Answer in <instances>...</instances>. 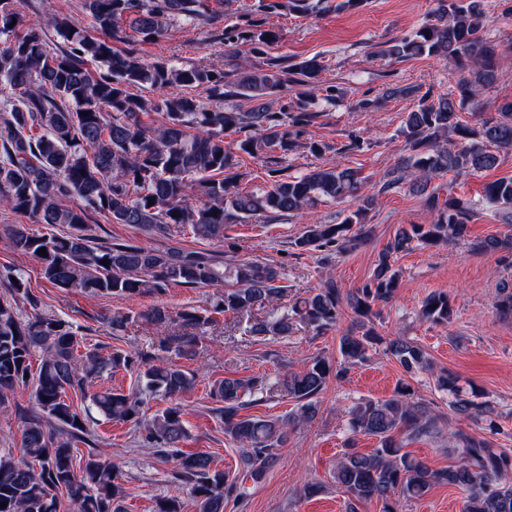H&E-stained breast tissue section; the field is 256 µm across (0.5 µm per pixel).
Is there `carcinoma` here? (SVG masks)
<instances>
[{
    "label": "carcinoma",
    "instance_id": "carcinoma-1",
    "mask_svg": "<svg viewBox=\"0 0 512 512\" xmlns=\"http://www.w3.org/2000/svg\"><path fill=\"white\" fill-rule=\"evenodd\" d=\"M17 2L0 0V85L11 91L0 108V206L30 217L38 227L1 224L0 238L9 249L36 261L41 278L52 286L95 297L161 295L172 285L222 288L216 300L176 314L155 304L139 313L105 317L114 336L143 320L159 332L160 345L187 358L196 356L202 336L219 325L220 316L235 319L237 329L259 344L271 336H291L303 326L318 332L334 329L344 305L356 316L362 333L340 336L342 360L336 366L314 357L273 381L258 375L213 385L224 433L243 449L245 476L256 481L276 463L288 432L315 417L313 399L330 380L343 378L350 366L366 360L373 346L384 345L407 372L429 367L421 347L375 331L373 306L396 295L400 274L394 255L464 238L475 208L471 200L453 195L442 200L430 193L426 204L436 213L435 222L399 231L361 287L344 295L328 277L285 309L275 304L287 286L282 267L274 262L243 259L226 265L202 252L108 243L94 232L100 216L159 236L187 227L198 238L222 241L226 224L252 218L267 224L322 198L358 199L361 205L340 223L306 225L294 247L346 252L360 245L368 236L365 220L374 204V196L365 193L367 177L341 164L281 177L294 129L310 124L317 117L315 109L336 105V90L321 82L323 61L265 58L229 81L216 64L185 68L167 61L147 63L132 49L112 46L122 39L125 22L139 38L155 40L174 21L196 22L205 0H84L97 34L54 17L63 45L53 48L42 25L23 24ZM279 40L277 31L258 25L224 31L229 57L240 46L264 55ZM379 54L397 61L439 56L468 70L455 90L418 98L403 129L410 155L387 174L382 190L407 180L423 192L433 178L448 172L492 169L500 151L512 149V102L472 126L460 118L476 94L496 82L505 63L506 53L484 35L483 0H439L434 16L412 35L390 41ZM290 84L301 90L276 111L269 105L244 111L235 104L239 98L270 97ZM172 85L189 92L150 102L130 92L132 87ZM193 90L206 92L213 106L204 105ZM150 110L163 114L161 126L142 124L140 114ZM229 133L244 138L233 148L224 141ZM239 151L272 166L268 186L251 192L239 188ZM484 197L512 210V178L488 183ZM41 248L47 255L37 254ZM474 249L512 251V238L486 239ZM0 284L5 286L0 295V407L8 408L16 391L28 385L35 401L23 417V456L0 455V504H6L0 512H60L63 496L68 512H122L123 487L112 463L92 451L76 459L75 443H89L92 413L138 425L144 419L145 396L173 401L193 388L195 372L157 360L148 351L114 348L104 355L99 347L84 344L68 321L41 313L23 317L20 305L35 307L37 298L20 268L1 269ZM453 315L444 292H432L421 302L420 318L431 325L448 324ZM34 358L39 360L35 377L27 378ZM120 370L136 372L139 393L92 389L96 379ZM436 383L452 397L453 414L495 426L493 407L464 397L454 375L442 372ZM69 389L83 393V410L69 401ZM258 395L293 398L299 413L286 419L244 414ZM447 423L430 404L416 399L408 384L398 386L388 399L355 403L350 432L374 437L378 445L365 453L350 439L336 462L333 481L347 496L348 512L371 501L380 503L382 512H397L399 497L420 498L439 484L465 492L461 512H512V454L488 439L453 432L457 460L444 469H433L403 451L404 441L434 436ZM144 431V440L158 452L175 455L173 477L190 485L196 512H224L225 502H243L238 477L206 453L181 450L188 432L177 405L156 415Z\"/></svg>",
    "mask_w": 512,
    "mask_h": 512
}]
</instances>
